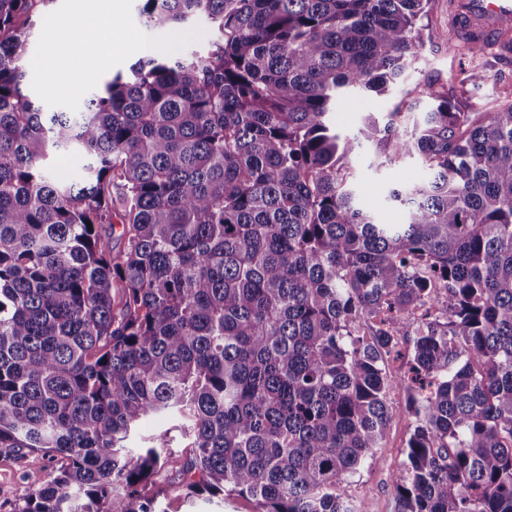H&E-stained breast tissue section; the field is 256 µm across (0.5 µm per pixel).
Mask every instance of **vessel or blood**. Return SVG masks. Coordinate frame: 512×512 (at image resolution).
<instances>
[{
  "label": "vessel or blood",
  "instance_id": "1",
  "mask_svg": "<svg viewBox=\"0 0 512 512\" xmlns=\"http://www.w3.org/2000/svg\"><path fill=\"white\" fill-rule=\"evenodd\" d=\"M449 12L465 40L512 43V0H451Z\"/></svg>",
  "mask_w": 512,
  "mask_h": 512
}]
</instances>
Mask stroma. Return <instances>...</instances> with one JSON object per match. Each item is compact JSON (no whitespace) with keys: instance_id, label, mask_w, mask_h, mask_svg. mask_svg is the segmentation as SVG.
Wrapping results in <instances>:
<instances>
[{"instance_id":"stroma-1","label":"stroma","mask_w":512,"mask_h":512,"mask_svg":"<svg viewBox=\"0 0 512 512\" xmlns=\"http://www.w3.org/2000/svg\"><path fill=\"white\" fill-rule=\"evenodd\" d=\"M112 2L97 0L96 3L97 10L112 11L115 18L112 56L93 79L81 83L77 80L84 68L81 59L70 60L64 69L50 62L61 39L81 32V25L67 23L68 17L82 10L81 0H34L29 12L32 27L24 81V92L29 99L47 109L63 105L75 107L84 94L101 90L112 76L129 75L131 65L141 56L140 51L126 49L125 41L129 38L148 39L152 43V53L161 56L201 53L208 47L210 30L204 18H196L176 34L169 29L148 28L140 15L141 0H122L117 10L113 9ZM424 23L434 37L425 40L408 65L402 89L436 77L444 82L456 81L467 72L474 76L468 84L471 103L487 108L506 89L512 88V64L497 65L488 54L469 52L456 30L449 28L448 0H431ZM399 99V92L383 96L363 92L348 94L337 99L329 120L339 132L353 134L364 128L368 117L384 118L394 110ZM350 166L360 204L373 210L381 219L403 223V207L387 201L386 194L390 187L424 181L427 173L421 159L412 156L389 164L378 158L371 143L366 142L353 156ZM389 403L394 418L380 447L357 473L337 487L338 494L354 501L362 512H397L398 509L394 481L406 460L413 419L407 411L405 390L391 391ZM48 467L47 459L39 454L20 461L1 457L0 512H14L24 496L40 487ZM156 497L163 512H253L254 508L249 499L237 495L203 494L187 499L182 492L167 489L158 491Z\"/></svg>"}]
</instances>
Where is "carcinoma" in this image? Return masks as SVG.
I'll return each mask as SVG.
<instances>
[{"label": "carcinoma", "mask_w": 512, "mask_h": 512, "mask_svg": "<svg viewBox=\"0 0 512 512\" xmlns=\"http://www.w3.org/2000/svg\"><path fill=\"white\" fill-rule=\"evenodd\" d=\"M429 2L145 0L149 27L205 17L208 49L44 112L23 92L32 0H0V457L52 462L15 512H156L161 484L360 512L336 483L394 388L415 417L398 512H512V90L481 111L470 78L427 81L410 132L398 111L345 138L328 120L400 83ZM361 135L422 158L390 193L402 224L357 203ZM152 416L185 454L170 428L130 446Z\"/></svg>", "instance_id": "obj_1"}]
</instances>
